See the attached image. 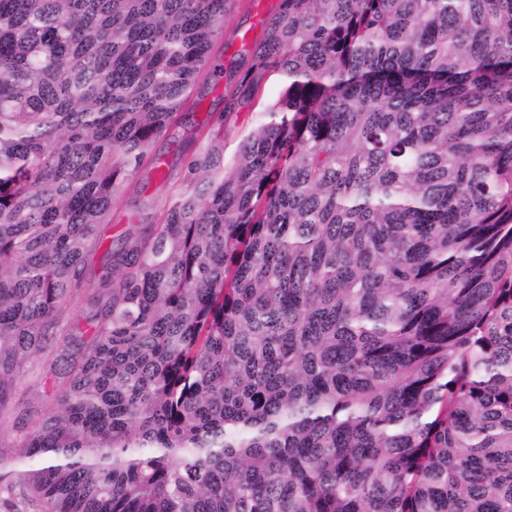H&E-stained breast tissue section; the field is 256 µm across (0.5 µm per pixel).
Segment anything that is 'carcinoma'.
Here are the masks:
<instances>
[{
  "instance_id": "1",
  "label": "carcinoma",
  "mask_w": 512,
  "mask_h": 512,
  "mask_svg": "<svg viewBox=\"0 0 512 512\" xmlns=\"http://www.w3.org/2000/svg\"><path fill=\"white\" fill-rule=\"evenodd\" d=\"M233 0H0V414L26 512H512V0H279L161 222L124 182L218 85ZM284 86L280 75H268L262 85L260 95L253 100L246 101L237 112H234L224 124V162L229 164L235 157L240 142L256 127L258 112L265 106L274 102L280 95ZM62 356L60 342H49L30 370L17 381L11 408L4 416L6 429L0 439V451L4 456L11 454L26 431L52 406L54 394L64 383L62 376L56 374L61 372Z\"/></svg>"
}]
</instances>
